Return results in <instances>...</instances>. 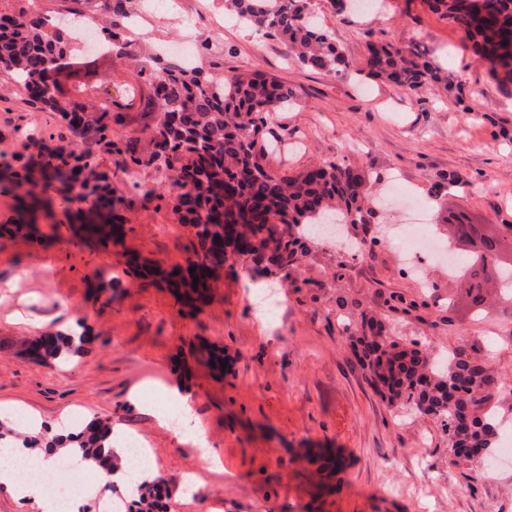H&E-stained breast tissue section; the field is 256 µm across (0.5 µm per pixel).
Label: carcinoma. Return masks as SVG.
Returning <instances> with one entry per match:
<instances>
[{"instance_id":"1","label":"carcinoma","mask_w":512,"mask_h":512,"mask_svg":"<svg viewBox=\"0 0 512 512\" xmlns=\"http://www.w3.org/2000/svg\"><path fill=\"white\" fill-rule=\"evenodd\" d=\"M55 16H30L25 9L8 16L0 32V70L31 101L60 114L77 148L69 154L47 153L34 161L15 158L18 185L29 188L20 197L22 210L35 214L50 192L71 196L78 203L92 201L94 218L80 224L75 234L85 239L112 237L108 220L122 199L112 194V179L93 165L97 151L117 150L115 126L124 122L113 112L109 84L69 79L58 62L77 50L76 37L66 20L84 17L89 0H65ZM112 11V26L99 33L109 49L134 61L131 78L145 83V106L158 113L149 151L141 155L132 143L125 152L130 162L150 167L157 177L177 188L175 211L194 227L197 246L188 268L196 272H165L175 288L193 286L204 295L209 273L224 264L232 249L267 258L276 270L288 273L303 251V224H325L339 217L344 224H365L369 181L365 174L339 160H325L288 174L265 163L256 151L257 137L268 118L295 96L285 82L259 69L215 77L194 64L186 65L159 44L147 52L124 37L137 11L136 0H102ZM241 24L281 41L300 66L342 74L351 69L336 39L311 11V0H226ZM429 8L448 19L462 34L490 76L502 86L512 85V0H428ZM361 72L403 88L410 95L438 86L456 92L465 104L460 82L439 66L430 48L419 42L366 44ZM262 235L251 251L242 248L238 225ZM203 279L193 283L198 274ZM492 275L501 290L512 295V267L489 261L480 276ZM360 366L375 392L392 404L415 408L441 418L448 445L460 448L497 447L504 419L487 408L501 381L490 371H474L458 351L432 363L419 349L401 347L383 324L362 317L344 324ZM37 360H62L86 352L85 336L49 334L27 347ZM112 427L92 421L70 436L71 459L101 461L102 443ZM161 481L144 485L128 512H157L161 508Z\"/></svg>"}]
</instances>
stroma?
I'll return each instance as SVG.
<instances>
[{"label":"stroma","instance_id":"1","mask_svg":"<svg viewBox=\"0 0 512 512\" xmlns=\"http://www.w3.org/2000/svg\"><path fill=\"white\" fill-rule=\"evenodd\" d=\"M386 4L354 15L336 13L332 0H312L354 66L346 75L300 67L281 42L225 13L224 0H160L142 32L153 43H209L200 63L214 75L258 68L294 89V105L270 116L257 143L271 168L298 172L337 157L378 176L375 191L397 182L409 203L425 207L440 238L459 213L504 234L512 229V87L489 76L426 0ZM370 40L434 48L461 80L471 111L440 88L411 96L364 78ZM105 66L112 100L123 109L121 140L146 147L152 115L127 106L128 60ZM74 146L60 115L38 109L0 72V183L14 184L8 164L15 155ZM97 162L124 200L118 241L81 240L66 221L75 204L59 194L54 220H40L28 235L0 236V400L36 412L38 426L26 440L43 441L71 417L80 426L99 418L142 435L166 489L162 512H512V466L487 474L452 462L440 420L382 401L343 331V319L366 314L402 344L416 340L426 353L460 349L486 360L504 384L491 402L512 418V347L485 346L512 333V307L491 286L475 318L465 291L436 262L421 277L405 275L389 244L406 220L403 204L347 225L349 237L375 243L363 258H341L312 238L289 275L261 276L254 257L227 255L195 310L165 283L132 270L189 257L193 233L172 211L173 188L157 185L152 169H130L127 153H103ZM47 332L87 334L86 354L50 365L33 360L25 346ZM201 344L223 349V371L191 354ZM170 383L191 395L220 461L216 470L135 398ZM193 472L203 485L188 496L183 486Z\"/></svg>","mask_w":512,"mask_h":512}]
</instances>
